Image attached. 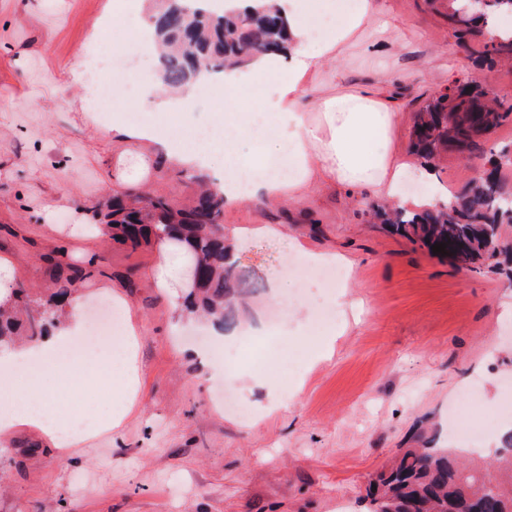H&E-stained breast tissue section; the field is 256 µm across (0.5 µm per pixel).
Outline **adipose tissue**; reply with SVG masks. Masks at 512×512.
<instances>
[{
    "label": "adipose tissue",
    "mask_w": 512,
    "mask_h": 512,
    "mask_svg": "<svg viewBox=\"0 0 512 512\" xmlns=\"http://www.w3.org/2000/svg\"><path fill=\"white\" fill-rule=\"evenodd\" d=\"M288 27V48L257 57L249 66L226 67L223 74L204 76L202 84L213 99L224 100L238 113V121L224 123L223 138H209L201 129L174 131L165 145L171 164L204 170L215 155L224 159V177L218 185L226 204L260 199L271 205L302 202L320 189L348 193L369 190L399 205L408 198L399 193L411 167L396 139L399 114L384 87L390 81L381 71L376 87L349 88L337 82L330 63L349 49L369 54L392 48L395 37L379 18L377 0H354L345 8L341 0H272ZM264 85L268 94L261 111H254L244 88ZM258 151L251 162L241 160L243 142ZM77 315L38 342L4 351L0 362L15 357L50 358L57 347L78 335ZM137 334L134 325L108 362L118 368L124 385L115 410L90 430L74 427L68 405L90 363L54 369L0 399V434L20 426L42 431L63 454H72L91 434L121 426L138 386Z\"/></svg>",
    "instance_id": "ef3b65f1"
}]
</instances>
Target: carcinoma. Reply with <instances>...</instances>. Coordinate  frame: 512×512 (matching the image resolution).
I'll return each instance as SVG.
<instances>
[{
    "instance_id": "carcinoma-1",
    "label": "carcinoma",
    "mask_w": 512,
    "mask_h": 512,
    "mask_svg": "<svg viewBox=\"0 0 512 512\" xmlns=\"http://www.w3.org/2000/svg\"><path fill=\"white\" fill-rule=\"evenodd\" d=\"M512 16V0H491L477 11L470 0H448V24L459 39L478 41L479 57L509 63L512 31L485 37L483 26ZM155 36L165 47L157 75L171 88L192 86L203 73H220L226 66H244L258 54L281 50L284 24L266 3L248 10H219L210 0H170L168 7L149 18ZM512 120V106L491 95L475 81L456 80L429 96L420 106L412 136L413 152L434 160L444 151L485 156L487 168L458 192H448L442 204L413 210L389 205L373 210L374 217L394 232L427 248L457 241L465 229L461 262L512 272V252L495 243L508 242L512 230V201L502 188L501 171L512 156L488 142V134ZM199 192L187 205L166 194L127 189L107 199L92 218L105 233L133 249L175 238L185 245L198 269L186 308L208 317L218 328L235 321L233 304L256 289L250 275L228 258L224 238V194L203 187L204 174H185ZM78 270L60 272L49 299L36 303L24 290H13L0 305V347L20 336L38 340L54 324L52 310L66 305ZM494 471L496 484L486 482ZM368 512H450L467 497H476L483 512H512V431L486 467L463 463L452 448H402L389 467L371 481Z\"/></svg>"
}]
</instances>
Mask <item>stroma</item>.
I'll list each match as a JSON object with an SVG mask.
<instances>
[{
	"label": "stroma",
	"instance_id": "obj_1",
	"mask_svg": "<svg viewBox=\"0 0 512 512\" xmlns=\"http://www.w3.org/2000/svg\"><path fill=\"white\" fill-rule=\"evenodd\" d=\"M113 0H0V261L11 285L48 299L59 265L80 277L71 301L82 319L120 289L125 319L138 331L141 382L121 427L60 458L40 430L0 436V512H367L365 487L394 452L428 432L438 446L467 451L448 432V406L496 415L512 378V282L458 268L369 221L372 195L352 200L315 192L302 203L249 200L224 210L225 236H238V264L262 288L265 331L254 334L232 378L213 372L201 350L214 330L183 308L186 261L169 255L172 280L157 287V245L130 248L101 234L77 236L94 207L136 186L181 201L192 193L179 168L148 178L162 147L122 160L119 129L102 107L88 108L70 73L128 38L133 15L113 17ZM400 23L384 58L352 50L332 63L351 86L387 65L410 146L423 101L450 77L477 79L512 94V69L478 67L476 43L448 25V0H380ZM209 98L188 112H164L156 129L207 125ZM484 166L444 154L440 187L462 189ZM282 224L281 237L259 234ZM333 251L352 264L346 316L314 328L317 284L305 294L284 277L291 258ZM481 392L464 393L471 380ZM288 389L270 406L265 382Z\"/></svg>",
	"mask_w": 512,
	"mask_h": 512
}]
</instances>
